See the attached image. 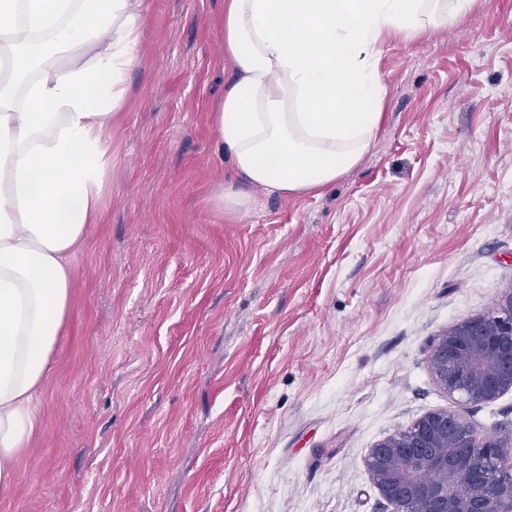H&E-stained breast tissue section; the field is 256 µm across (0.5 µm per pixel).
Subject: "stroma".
<instances>
[{
	"instance_id": "obj_1",
	"label": "stroma",
	"mask_w": 512,
	"mask_h": 512,
	"mask_svg": "<svg viewBox=\"0 0 512 512\" xmlns=\"http://www.w3.org/2000/svg\"><path fill=\"white\" fill-rule=\"evenodd\" d=\"M147 4L43 427L0 512H390L378 441L439 409L512 433V393L465 405L429 366L435 336L512 293V0L389 38L360 163L224 215V0Z\"/></svg>"
}]
</instances>
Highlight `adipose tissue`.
<instances>
[{
  "label": "adipose tissue",
  "instance_id": "1",
  "mask_svg": "<svg viewBox=\"0 0 512 512\" xmlns=\"http://www.w3.org/2000/svg\"><path fill=\"white\" fill-rule=\"evenodd\" d=\"M475 0H224L233 75L214 112L237 213L246 184L321 193L369 151L388 37L451 26ZM145 0H0V500L42 427L35 405L72 306L71 257L101 209L106 133L137 61Z\"/></svg>",
  "mask_w": 512,
  "mask_h": 512
}]
</instances>
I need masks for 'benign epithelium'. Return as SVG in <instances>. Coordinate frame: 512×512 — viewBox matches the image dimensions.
Returning <instances> with one entry per match:
<instances>
[{"label": "benign epithelium", "instance_id": "7a95c632", "mask_svg": "<svg viewBox=\"0 0 512 512\" xmlns=\"http://www.w3.org/2000/svg\"><path fill=\"white\" fill-rule=\"evenodd\" d=\"M432 373L466 404L512 392V294L495 312L436 336ZM367 468L391 512H512V435H480L446 410L424 414L370 449Z\"/></svg>", "mask_w": 512, "mask_h": 512}]
</instances>
